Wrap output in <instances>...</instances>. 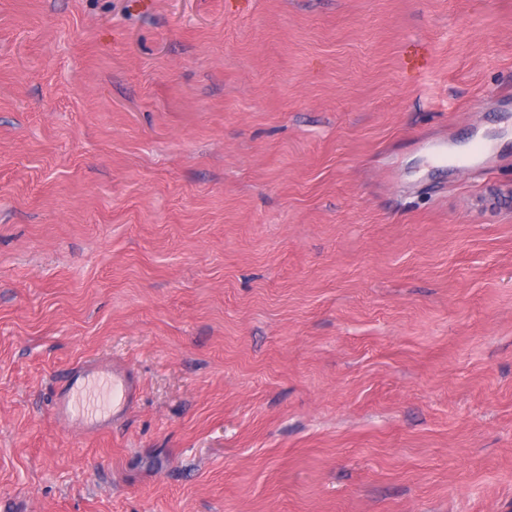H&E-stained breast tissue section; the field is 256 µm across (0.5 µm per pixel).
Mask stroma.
Segmentation results:
<instances>
[{
    "label": "stroma",
    "mask_w": 512,
    "mask_h": 512,
    "mask_svg": "<svg viewBox=\"0 0 512 512\" xmlns=\"http://www.w3.org/2000/svg\"><path fill=\"white\" fill-rule=\"evenodd\" d=\"M0 512H512V0H0ZM98 370L94 366L79 367L80 373H87L88 380H102L105 383L107 396L112 400V410L117 411L134 402L139 383L127 366L113 363L112 368L106 369L107 373H99ZM82 389L75 387L67 395H60L56 401L57 416L64 421H69L73 415L89 412V404L81 399Z\"/></svg>",
    "instance_id": "stroma-1"
}]
</instances>
